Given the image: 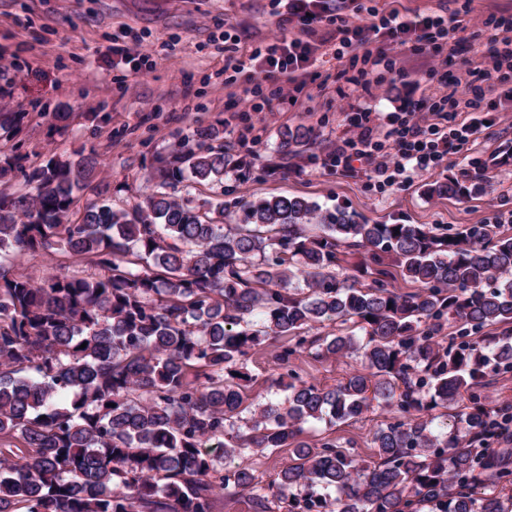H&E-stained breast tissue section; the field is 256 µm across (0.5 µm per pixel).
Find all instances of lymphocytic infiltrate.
I'll return each instance as SVG.
<instances>
[{
    "label": "lymphocytic infiltrate",
    "instance_id": "lymphocytic-infiltrate-1",
    "mask_svg": "<svg viewBox=\"0 0 512 512\" xmlns=\"http://www.w3.org/2000/svg\"><path fill=\"white\" fill-rule=\"evenodd\" d=\"M336 32L338 40L331 52L335 60L358 53L365 71L370 72L380 66H392L377 48V40L389 41L403 52L416 53L428 48L438 62L431 72L432 78L444 86L458 85L447 69L449 29L445 17L425 15L406 20L395 13L381 15L374 11L367 25L352 28L342 23ZM312 54L310 45L301 40L278 38L255 47L247 61L238 62L236 69L245 71L250 64L262 67L265 80L275 84L265 99L267 110L272 112L284 104H296ZM372 121L370 112L354 109L350 119L352 136L326 155L324 167L339 174L362 167L379 187H391L399 176L436 170L448 155L467 152L479 126L475 117L468 122H455L440 102L431 97L390 116L389 128L383 135L375 134Z\"/></svg>",
    "mask_w": 512,
    "mask_h": 512
}]
</instances>
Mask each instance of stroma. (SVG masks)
Wrapping results in <instances>:
<instances>
[{
    "label": "stroma",
    "mask_w": 512,
    "mask_h": 512,
    "mask_svg": "<svg viewBox=\"0 0 512 512\" xmlns=\"http://www.w3.org/2000/svg\"><path fill=\"white\" fill-rule=\"evenodd\" d=\"M359 3L407 19L459 15L463 27L451 33L448 44L462 49L466 62L453 71L464 85L482 74V81H475L479 94L488 102L499 100L502 89L485 53L493 31L473 22L512 19V0H332V7L358 26L367 20L365 10L355 9ZM334 29L329 21L303 29L283 0H0V112L25 115L18 133L0 132V152L24 158L22 167L0 177V191L23 190L26 170L52 156L93 150L100 173L80 192L81 203L97 200L106 186L113 208L128 210L150 191L158 156L179 150L193 129L213 127L220 131L218 145L242 161L245 176L232 173L223 183L206 186L183 183L174 194L223 200L225 223H237L249 202L297 195L372 224H428L444 235L494 224L512 234V119L482 129L471 146L472 161L486 169L482 192L448 198L429 187L451 178L471 185V178L461 175L464 162L458 155L383 191L373 187L365 170L338 175L322 167V159L351 134L347 103L328 78L337 69L331 56L310 67L311 78L295 105L277 112L241 111L243 76L227 59L247 60L251 49L276 36L317 47ZM134 39L152 52L151 63L113 55L114 44ZM394 59L393 68L380 74L382 87L357 99L371 110L380 134L390 113L447 93L429 77L428 53H398ZM59 112L69 113V120L58 122ZM287 127L308 131L292 158L278 149V135ZM285 344L270 339L254 354L249 397L284 403L288 390L278 379L275 356ZM357 367L352 358L317 359L305 352L290 362L303 380L324 388L336 387ZM388 417L377 408L356 422H313L303 436L312 442L336 439L368 460L374 454L372 432Z\"/></svg>",
    "instance_id": "obj_1"
}]
</instances>
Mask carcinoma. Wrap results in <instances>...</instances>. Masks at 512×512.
<instances>
[{
    "label": "carcinoma",
    "instance_id": "obj_1",
    "mask_svg": "<svg viewBox=\"0 0 512 512\" xmlns=\"http://www.w3.org/2000/svg\"><path fill=\"white\" fill-rule=\"evenodd\" d=\"M215 135L198 130L196 145L186 136L159 157L129 210L108 198L78 208L100 168L92 151L52 157L25 174L28 190L0 192V512H215L216 491L246 489L253 512H506L512 463L488 447L495 412L476 388L490 361L512 369V342L467 337L512 325V235L359 223L283 195L226 224L224 201L169 192L241 168L205 144ZM306 138L286 129L279 148L292 156ZM351 248L392 256L417 291L398 292L383 271L339 277ZM56 251L103 274L37 282L15 270ZM325 322L336 332L311 334ZM452 323L458 343L442 336ZM276 337L292 340L281 369L305 350L360 368L332 389L293 376L288 404L257 407L243 432L233 418L250 358ZM465 396L447 432L424 416ZM375 403L398 416L374 430L367 463L332 438H301L311 420L356 421ZM288 447L292 463L266 488L249 465L225 464Z\"/></svg>",
    "mask_w": 512,
    "mask_h": 512
}]
</instances>
